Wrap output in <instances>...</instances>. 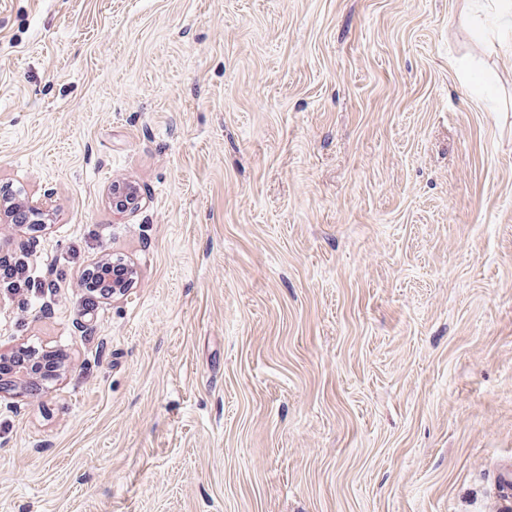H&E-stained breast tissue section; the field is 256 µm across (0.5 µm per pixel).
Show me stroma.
I'll return each instance as SVG.
<instances>
[{
    "label": "stroma",
    "mask_w": 512,
    "mask_h": 512,
    "mask_svg": "<svg viewBox=\"0 0 512 512\" xmlns=\"http://www.w3.org/2000/svg\"><path fill=\"white\" fill-rule=\"evenodd\" d=\"M493 0H0V512H496L512 53ZM483 75L477 97L465 73ZM141 209L121 215L112 182ZM124 297L84 308V268ZM112 208L119 214L131 212L141 207L139 188L132 183H112L110 188ZM20 211L25 213L27 223L36 232L48 225L46 223L49 214L44 207L33 204L18 191H12L10 188L0 189V223L13 224L15 215ZM28 267L21 259H18L13 264H3L2 268L0 265V277L9 285L15 289L27 288L31 290L33 288H42V284L35 283V280L31 281L29 276H26ZM10 280V281H9ZM93 273L91 282L84 274L82 279L83 288L88 293L87 301L94 302L100 298L99 292L104 299H112L118 296H124L129 288H132L134 282V269L127 267H117L108 261H99L92 266ZM95 288H97V291ZM16 352H0V392L14 390L21 393L34 378H51L59 375H56L59 369L49 370V362L58 359L54 354H50L54 351L40 352L34 348H28L27 355L23 358L17 357Z\"/></svg>",
    "instance_id": "obj_1"
}]
</instances>
